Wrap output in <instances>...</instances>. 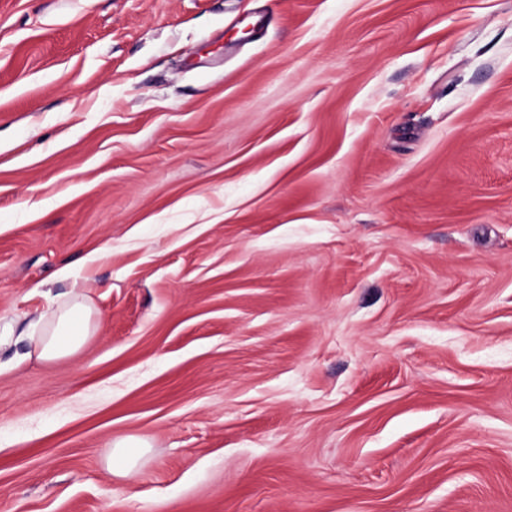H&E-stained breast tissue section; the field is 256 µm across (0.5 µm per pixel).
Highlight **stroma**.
I'll return each mask as SVG.
<instances>
[{"instance_id":"stroma-1","label":"stroma","mask_w":512,"mask_h":512,"mask_svg":"<svg viewBox=\"0 0 512 512\" xmlns=\"http://www.w3.org/2000/svg\"><path fill=\"white\" fill-rule=\"evenodd\" d=\"M75 290L0 512H512V0H0V317ZM148 444L141 438L127 437L113 443L112 461L109 462L110 470L120 476H128L132 473L135 461L144 453ZM115 459V464H114Z\"/></svg>"}]
</instances>
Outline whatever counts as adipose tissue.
Wrapping results in <instances>:
<instances>
[{"mask_svg": "<svg viewBox=\"0 0 512 512\" xmlns=\"http://www.w3.org/2000/svg\"><path fill=\"white\" fill-rule=\"evenodd\" d=\"M97 330L92 307L84 295L49 307L27 323L0 318V355L9 353L16 336H25L38 359L54 362L76 354Z\"/></svg>", "mask_w": 512, "mask_h": 512, "instance_id": "adipose-tissue-1", "label": "adipose tissue"}]
</instances>
